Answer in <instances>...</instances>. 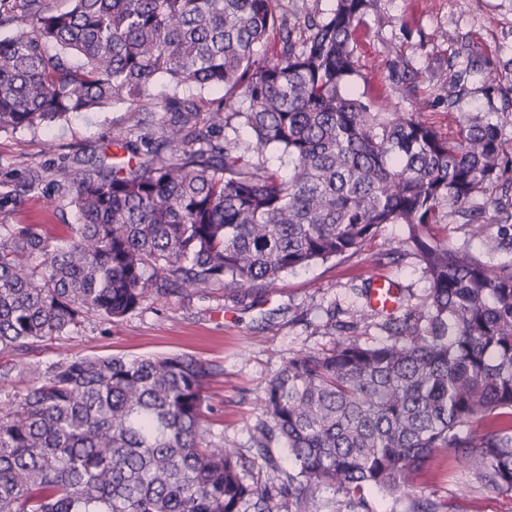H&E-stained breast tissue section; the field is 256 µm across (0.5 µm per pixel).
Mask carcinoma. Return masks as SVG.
<instances>
[{
    "label": "carcinoma",
    "instance_id": "1",
    "mask_svg": "<svg viewBox=\"0 0 512 512\" xmlns=\"http://www.w3.org/2000/svg\"><path fill=\"white\" fill-rule=\"evenodd\" d=\"M23 2L30 25L0 40V130L141 105L160 76L222 89L224 107L202 128L196 103L169 99L155 144L113 132L126 160L79 182L65 245L0 226V351L150 298L224 290L260 307L284 273L353 256L384 224L406 225L429 288L421 308L385 316V339L300 352L272 377L252 441L277 484L247 482L239 450L206 439L214 365L57 364L0 413V512H271L276 497L312 512L322 486L360 503L371 488L400 497L440 448L512 491V265L426 237L442 217L484 234L473 201L497 190L501 231L487 244L512 249L502 118L466 113L447 137L351 93L357 31L379 0H335L298 26L286 0ZM279 443L297 472L279 470Z\"/></svg>",
    "mask_w": 512,
    "mask_h": 512
}]
</instances>
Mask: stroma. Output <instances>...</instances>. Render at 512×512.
Listing matches in <instances>:
<instances>
[{
	"label": "stroma",
	"mask_w": 512,
	"mask_h": 512,
	"mask_svg": "<svg viewBox=\"0 0 512 512\" xmlns=\"http://www.w3.org/2000/svg\"><path fill=\"white\" fill-rule=\"evenodd\" d=\"M381 9L382 20L367 18L357 43L353 91L401 112L414 111L416 100H428L422 119L447 135L456 131L461 114L506 112L512 104V0H381ZM472 53L491 62L500 90L487 95L483 75H476L462 90L457 108L448 109L449 79L466 67ZM401 62L418 73L414 93L405 92L392 76ZM174 96L194 101L207 113L222 107L224 92L195 84L175 87L161 78L149 104L140 107L117 103L71 114L46 128L0 131V225H31L52 242L68 240L76 221L75 183L96 157L112 153L113 130L158 140L170 119L164 105ZM477 201L485 238L472 236L464 224H436L431 235L448 238L489 265L511 264L512 253L491 252L485 245L486 237L499 231L494 196L481 195ZM378 279L396 285L400 312L421 306L429 283L405 225H382L355 256L285 273L259 308L236 305L220 291L165 303L149 299L115 321L90 315L69 335L22 352L2 351L0 410L63 361L187 353L219 369L207 387L209 439L249 448L263 418L269 380L296 353L327 350L339 340L326 325L327 310H335L337 320L354 323L353 338L381 339L379 317L365 296ZM418 500L435 503L438 512H512V491L482 483L464 461L444 451L400 498L370 489L358 505L329 487L315 492L312 512H412Z\"/></svg>",
	"instance_id": "obj_1"
}]
</instances>
